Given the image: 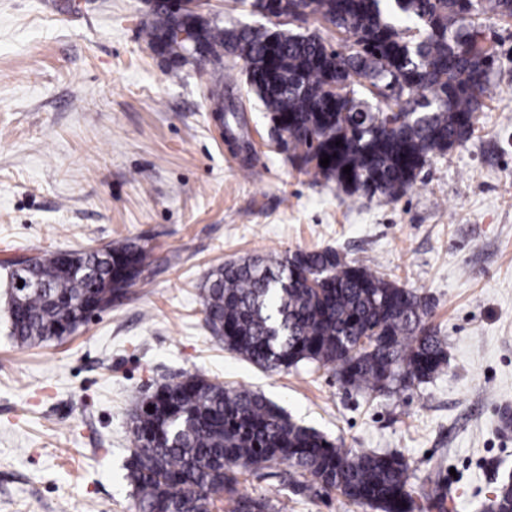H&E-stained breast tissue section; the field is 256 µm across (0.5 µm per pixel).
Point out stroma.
<instances>
[{
  "label": "stroma",
  "instance_id": "35a3bbf8",
  "mask_svg": "<svg viewBox=\"0 0 512 512\" xmlns=\"http://www.w3.org/2000/svg\"><path fill=\"white\" fill-rule=\"evenodd\" d=\"M0 0V259L6 251L136 240L154 263L126 296L67 338L20 346L0 307V512H135L128 412L145 386L190 371L264 392L334 443L412 464L422 512H480L512 475V22L495 48L475 131L396 202L348 196L280 153L246 76L251 174L225 145L208 76L172 70L142 41L144 0ZM332 247L430 304L448 365L395 394L344 389L331 369L271 373L225 349L201 286L230 260ZM287 465L238 490L288 512H372L339 492L294 493Z\"/></svg>",
  "mask_w": 512,
  "mask_h": 512
}]
</instances>
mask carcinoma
<instances>
[{"mask_svg": "<svg viewBox=\"0 0 512 512\" xmlns=\"http://www.w3.org/2000/svg\"><path fill=\"white\" fill-rule=\"evenodd\" d=\"M150 2L142 40L175 68L193 63L195 55L167 40L180 13L169 0ZM487 8L512 21V0H489ZM487 8L482 0H285L276 18L332 26L343 49L317 29H226L214 20L195 40L212 63L209 99L222 109L224 72L240 62L247 77L263 74L275 38L277 86L252 83L250 90L288 159L316 182L393 202L433 158L474 132L494 62ZM224 125L252 149L235 109L224 113ZM27 262L34 287L25 291L15 286L14 259L0 262L10 336L21 346L73 333L72 320L92 297V309H112L152 264L153 249L126 241L38 252ZM202 292L212 334L269 371L315 363L349 389L390 394L433 378L448 362L425 324L424 297L333 248L228 261L209 273ZM363 336L369 344L354 350ZM133 403L127 479L136 512H212L224 499L228 512H286L265 497L237 493L238 474L280 463L302 492L338 491L377 512L417 509L404 456L340 448L258 391L226 388L195 372L161 382ZM511 507L512 483L505 482L489 512Z\"/></svg>", "mask_w": 512, "mask_h": 512, "instance_id": "1", "label": "carcinoma"}]
</instances>
